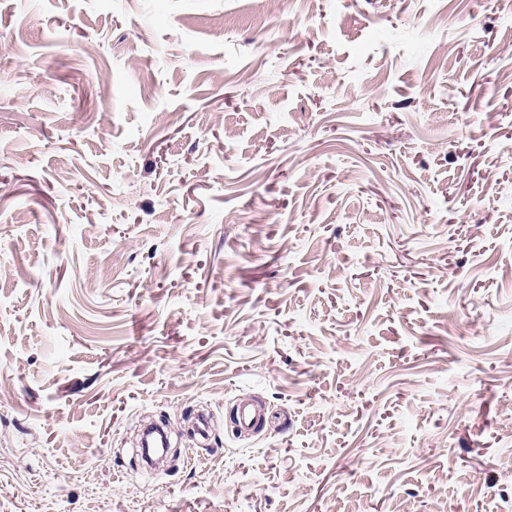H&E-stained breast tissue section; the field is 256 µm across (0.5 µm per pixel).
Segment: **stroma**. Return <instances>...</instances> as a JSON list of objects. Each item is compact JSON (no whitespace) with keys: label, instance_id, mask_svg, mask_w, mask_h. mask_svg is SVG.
Listing matches in <instances>:
<instances>
[{"label":"stroma","instance_id":"obj_1","mask_svg":"<svg viewBox=\"0 0 512 512\" xmlns=\"http://www.w3.org/2000/svg\"><path fill=\"white\" fill-rule=\"evenodd\" d=\"M0 512H512V0H0ZM261 421L262 415L253 405L248 402L239 403L234 419L237 433L249 434L257 430Z\"/></svg>","mask_w":512,"mask_h":512}]
</instances>
